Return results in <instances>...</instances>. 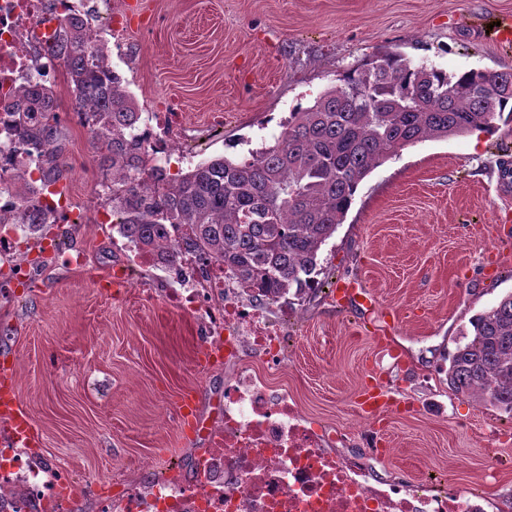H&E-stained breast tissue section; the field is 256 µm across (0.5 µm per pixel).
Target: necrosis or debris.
<instances>
[{
	"mask_svg": "<svg viewBox=\"0 0 512 512\" xmlns=\"http://www.w3.org/2000/svg\"><path fill=\"white\" fill-rule=\"evenodd\" d=\"M73 0H0V269L23 284L31 276L24 256L39 248V234L11 222L19 202L17 179L36 184L44 209L53 211L54 235L83 223L68 193L40 184L33 148L12 141L16 102L33 72L29 44L46 48L55 19L75 13ZM184 231L169 229L162 246L181 244L175 287L166 299L199 325L212 354L234 357L246 344L268 364L285 362L288 320L295 307L281 305L277 319L247 300L236 281L184 247ZM195 459V477L144 462L149 480L130 486L119 500L91 498L65 463L29 447L12 428L0 430V512H66L70 491L90 502L91 512H487L485 498L436 491L426 484L383 480L366 457L332 452L329 435L315 429L287 395L271 392L265 379L241 370L224 389V412Z\"/></svg>",
	"mask_w": 512,
	"mask_h": 512,
	"instance_id": "4bbe7bcc",
	"label": "necrosis or debris"
}]
</instances>
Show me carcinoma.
<instances>
[{
  "label": "carcinoma",
  "instance_id": "1",
  "mask_svg": "<svg viewBox=\"0 0 512 512\" xmlns=\"http://www.w3.org/2000/svg\"><path fill=\"white\" fill-rule=\"evenodd\" d=\"M45 55L64 64L82 120L108 180L106 201L122 215L118 233L152 249L171 224H185L186 245L206 253L233 279L265 293L302 295L320 275L322 247L342 224L360 183L398 151L473 132L492 134L512 116V69L448 72L377 52L344 71L306 107L289 113L274 143L231 160L215 157L170 178L140 136L142 113L127 81L107 62L80 17L62 18ZM26 117L17 139L38 152L41 182L66 177V144L48 85L21 91ZM23 210L35 189L13 185ZM464 343L448 354V386L474 394L512 417V294L474 315Z\"/></svg>",
  "mask_w": 512,
  "mask_h": 512
}]
</instances>
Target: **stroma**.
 Masks as SVG:
<instances>
[{
    "instance_id": "obj_1",
    "label": "stroma",
    "mask_w": 512,
    "mask_h": 512,
    "mask_svg": "<svg viewBox=\"0 0 512 512\" xmlns=\"http://www.w3.org/2000/svg\"><path fill=\"white\" fill-rule=\"evenodd\" d=\"M111 38L110 62L143 114L170 113L187 157L180 171L271 145L297 104L375 52L396 50L448 70L512 69L479 18L512 0H137ZM67 136L64 182L86 222L81 266L35 264L29 283L0 291V355L45 451L80 480L119 496L144 460L190 468L206 435L183 425L191 399L214 426L235 367L211 365L190 317L165 297L168 271L144 265L112 283L99 252L105 189L74 95L57 66ZM512 121L494 134L428 140L399 151L359 185L320 253L322 292L289 322L284 366L271 374L336 451L366 455L382 477L485 495L512 512V418L448 387V354L475 314L512 293ZM373 295L371 310L338 306L337 281ZM394 406L360 425L369 377Z\"/></svg>"
}]
</instances>
